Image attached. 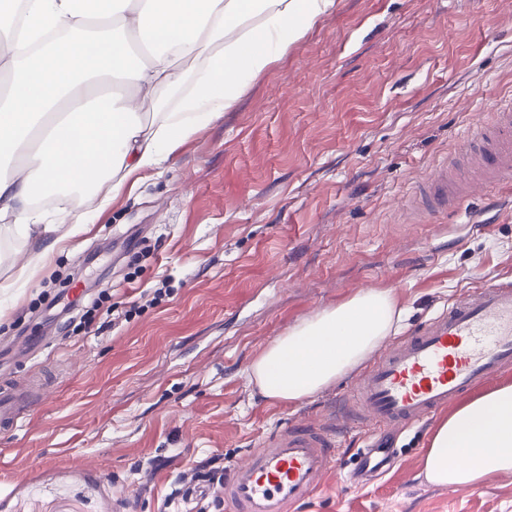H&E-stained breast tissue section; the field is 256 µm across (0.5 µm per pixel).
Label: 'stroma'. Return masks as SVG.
<instances>
[{"label": "stroma", "instance_id": "1", "mask_svg": "<svg viewBox=\"0 0 512 512\" xmlns=\"http://www.w3.org/2000/svg\"><path fill=\"white\" fill-rule=\"evenodd\" d=\"M512 98V0H336V9L0 300V386L37 408L0 431V512H224L197 475L332 406L294 404L248 367L299 320L390 290L415 325L466 291L512 282V195L437 223L401 199ZM163 289L154 299L155 289ZM79 290L90 316L58 311ZM431 423L359 428L335 480L298 512H512V472L448 489L422 471Z\"/></svg>", "mask_w": 512, "mask_h": 512}]
</instances>
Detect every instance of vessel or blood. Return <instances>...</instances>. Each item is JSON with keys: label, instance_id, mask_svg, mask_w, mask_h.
I'll return each instance as SVG.
<instances>
[{"label": "vessel or blood", "instance_id": "1", "mask_svg": "<svg viewBox=\"0 0 512 512\" xmlns=\"http://www.w3.org/2000/svg\"><path fill=\"white\" fill-rule=\"evenodd\" d=\"M512 188V99L467 137L452 163H439L406 199L433 222L490 189ZM512 366V283L463 293L409 335L386 343L348 386L339 410L319 421L293 420L228 468L219 494L225 512H296L340 469L336 437L366 426H409ZM36 402L21 390L0 392V429L12 430Z\"/></svg>", "mask_w": 512, "mask_h": 512}]
</instances>
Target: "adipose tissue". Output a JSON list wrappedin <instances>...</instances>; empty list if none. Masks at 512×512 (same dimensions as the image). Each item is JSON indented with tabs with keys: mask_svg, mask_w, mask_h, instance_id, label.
<instances>
[{
	"mask_svg": "<svg viewBox=\"0 0 512 512\" xmlns=\"http://www.w3.org/2000/svg\"><path fill=\"white\" fill-rule=\"evenodd\" d=\"M336 0H0V238L49 257L95 223L129 179L238 100ZM79 203L49 220L46 204ZM404 315L368 290L303 319L250 364L261 394L292 404L360 367ZM512 471V383L433 427L426 480L473 486Z\"/></svg>",
	"mask_w": 512,
	"mask_h": 512,
	"instance_id": "ef3b65f1",
	"label": "adipose tissue"
}]
</instances>
